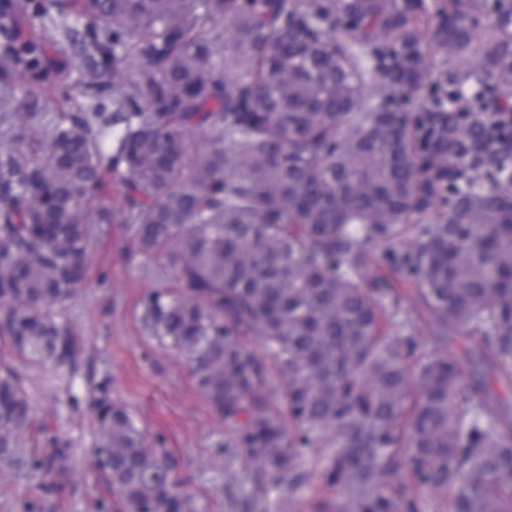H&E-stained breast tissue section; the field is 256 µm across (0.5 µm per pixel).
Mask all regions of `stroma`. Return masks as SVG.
<instances>
[{
    "label": "stroma",
    "mask_w": 512,
    "mask_h": 512,
    "mask_svg": "<svg viewBox=\"0 0 512 512\" xmlns=\"http://www.w3.org/2000/svg\"><path fill=\"white\" fill-rule=\"evenodd\" d=\"M49 90L31 99L50 118L87 108L86 77L61 39L46 45ZM87 280L59 314L80 348L76 371L30 363L9 349L0 364L20 377L35 422L24 437L28 450L61 458L50 491L40 474L23 475L0 465V512H104L114 495L93 450L97 424L90 403L109 384L149 437H162L174 477L193 493L204 512H237L235 504L255 484L254 468L222 451L228 432L191 378L185 359L151 340L142 322L141 298L173 284L162 261L145 258L120 221L97 224L90 240Z\"/></svg>",
    "instance_id": "1"
}]
</instances>
